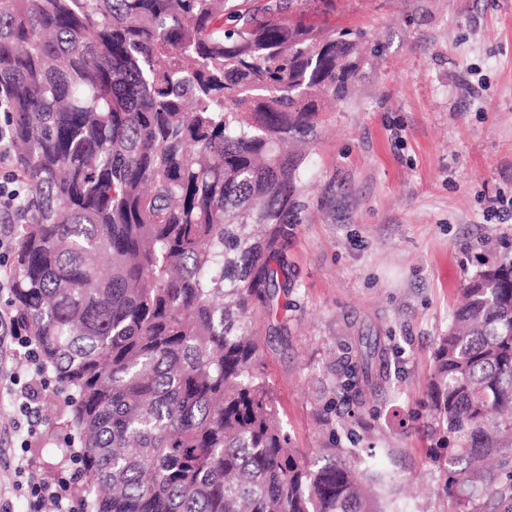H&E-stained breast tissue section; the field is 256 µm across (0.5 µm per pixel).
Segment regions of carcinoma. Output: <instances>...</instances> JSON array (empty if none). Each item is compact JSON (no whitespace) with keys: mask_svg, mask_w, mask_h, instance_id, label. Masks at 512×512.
I'll return each mask as SVG.
<instances>
[{"mask_svg":"<svg viewBox=\"0 0 512 512\" xmlns=\"http://www.w3.org/2000/svg\"><path fill=\"white\" fill-rule=\"evenodd\" d=\"M335 0H0V133L18 199L12 303L85 512H385L373 454L292 444L262 327L289 335L297 192L319 114L359 73ZM428 390L448 512H512V258L479 261ZM379 341L331 381L363 425Z\"/></svg>","mask_w":512,"mask_h":512,"instance_id":"carcinoma-1","label":"carcinoma"}]
</instances>
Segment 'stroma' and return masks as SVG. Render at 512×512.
<instances>
[{"label":"stroma","instance_id":"1","mask_svg":"<svg viewBox=\"0 0 512 512\" xmlns=\"http://www.w3.org/2000/svg\"><path fill=\"white\" fill-rule=\"evenodd\" d=\"M330 24L362 32L368 57L347 99L322 113L286 253L299 306L288 339H267L268 374L294 444L322 447L321 387L357 337L388 347L391 384L370 428L406 512H447L428 462L426 406L438 336L479 255L512 254V0H338ZM42 398L18 430L12 380ZM63 396L26 349L0 346V512H24L19 468L71 482Z\"/></svg>","mask_w":512,"mask_h":512}]
</instances>
